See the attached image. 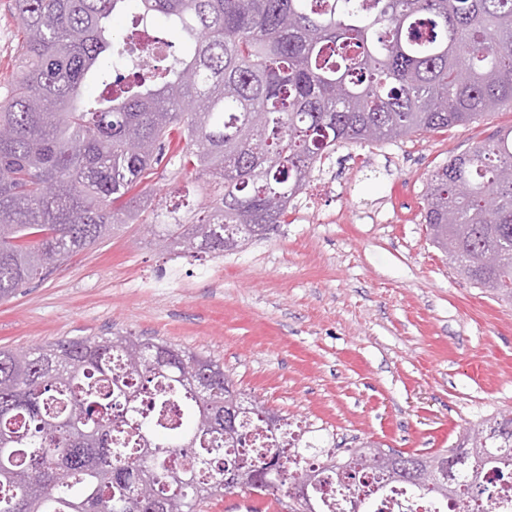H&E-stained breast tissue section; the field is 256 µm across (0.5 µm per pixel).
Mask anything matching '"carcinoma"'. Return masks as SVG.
<instances>
[{
  "label": "carcinoma",
  "mask_w": 512,
  "mask_h": 512,
  "mask_svg": "<svg viewBox=\"0 0 512 512\" xmlns=\"http://www.w3.org/2000/svg\"><path fill=\"white\" fill-rule=\"evenodd\" d=\"M15 0L20 65L0 97V302L139 220L158 170L201 200L156 210L170 255L220 257L286 223L288 203L342 144L392 142L512 106V0ZM159 15L162 34H149ZM102 86L85 95L88 83ZM424 223L456 272L512 300V127L432 174ZM500 256L481 264L483 253ZM250 411L224 430V411ZM495 414L470 451L512 464ZM235 388L219 361L163 339L107 333L0 349V512H147L134 490L205 512L224 468L313 467L357 495L360 443L340 458ZM488 491L419 490L473 512Z\"/></svg>",
  "instance_id": "cac0c4a2"
}]
</instances>
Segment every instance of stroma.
Returning a JSON list of instances; mask_svg holds the SVG:
<instances>
[{
	"label": "stroma",
	"instance_id": "obj_1",
	"mask_svg": "<svg viewBox=\"0 0 512 512\" xmlns=\"http://www.w3.org/2000/svg\"><path fill=\"white\" fill-rule=\"evenodd\" d=\"M0 0V88L17 69ZM512 126V108L396 142L343 145L316 164L286 224L215 258L170 259L143 221L0 304V348L109 331L223 363L237 387L342 448L451 447L512 410V303L459 276L423 222L450 157Z\"/></svg>",
	"mask_w": 512,
	"mask_h": 512
}]
</instances>
